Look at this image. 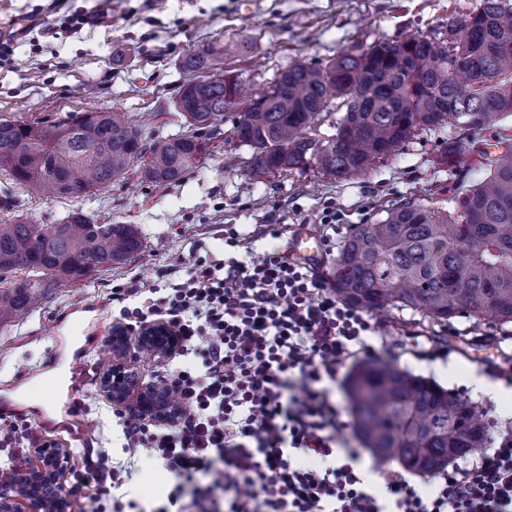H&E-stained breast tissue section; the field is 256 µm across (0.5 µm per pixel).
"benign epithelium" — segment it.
I'll return each mask as SVG.
<instances>
[{"label": "benign epithelium", "instance_id": "benign-epithelium-1", "mask_svg": "<svg viewBox=\"0 0 512 512\" xmlns=\"http://www.w3.org/2000/svg\"><path fill=\"white\" fill-rule=\"evenodd\" d=\"M178 348V336L163 323L143 327L134 337L122 327L115 328L112 332V374L103 376L101 382V389L112 406L125 408L133 401L135 409L145 417L167 424L178 422L182 408L163 389L142 387L134 368L140 352L145 349L164 361ZM62 452L63 449L55 447L38 449V466L22 474L13 491L0 493V512H19L21 501L40 508L41 496L36 489L52 484Z\"/></svg>", "mask_w": 512, "mask_h": 512}]
</instances>
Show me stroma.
<instances>
[{
	"instance_id": "stroma-1",
	"label": "stroma",
	"mask_w": 512,
	"mask_h": 512,
	"mask_svg": "<svg viewBox=\"0 0 512 512\" xmlns=\"http://www.w3.org/2000/svg\"><path fill=\"white\" fill-rule=\"evenodd\" d=\"M479 0H112L111 23L83 26L46 35L31 27L32 15H47L50 0H0V29L24 30L12 52L0 60V118L52 121L69 112L112 107L130 114L147 139L167 138L187 126L175 108L182 72L178 61L187 50L218 41L236 44L225 68L243 71L255 88L266 86L294 60L320 65L377 39L447 30L450 18L476 7ZM447 129L427 131L362 175L337 179L315 167L288 173L251 174L250 147L240 144L230 125H222L205 158L179 183L155 185L140 173L73 200L36 197L10 183L0 170V223L25 215L43 224L63 222L75 208L101 224L136 225L144 252L125 265L100 266L86 280L63 288L39 309L0 328V387L25 368L37 369L51 357L54 323L68 315L74 335L97 330L108 348L120 323L112 291L134 285L177 281L176 259L215 260L224 256V238L237 232L247 252L286 249L297 233L313 234L321 255L310 269L327 278L351 226L408 201L448 205V168L436 148ZM339 220L321 221L326 207ZM421 317L409 309L371 315L373 357L433 380L458 393L487 414L488 445L512 435V324H480L468 312L439 326L429 338ZM105 372L91 354L87 380L74 396L59 394L48 406L51 416L67 421L66 431L47 433L57 447L81 450L93 443L121 455L122 433L112 404L96 380ZM485 377L508 391L495 400L473 390L471 375ZM80 401L99 421L86 430L70 400ZM174 485L158 463L143 459L120 496L139 502L145 512L165 505Z\"/></svg>"
}]
</instances>
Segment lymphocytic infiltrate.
Masks as SVG:
<instances>
[{"mask_svg": "<svg viewBox=\"0 0 512 512\" xmlns=\"http://www.w3.org/2000/svg\"><path fill=\"white\" fill-rule=\"evenodd\" d=\"M113 304L129 331L162 322L179 336L181 366L163 380L186 412L175 424L116 412L130 455L161 461L175 484L157 512H192L186 490L213 475L224 512H512V439L480 451L421 496L386 475L378 497L337 457L345 423L326 388L344 360L370 353L374 328L281 251L197 262L178 283L117 288ZM41 430L21 416L0 419V452L20 458L42 447ZM70 475L88 488L84 512H136L115 492L130 463L92 447Z\"/></svg>", "mask_w": 512, "mask_h": 512, "instance_id": "obj_1", "label": "lymphocytic infiltrate"}]
</instances>
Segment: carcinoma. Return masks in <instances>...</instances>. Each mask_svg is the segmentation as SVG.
I'll list each match as a JSON object with an SVG mask.
<instances>
[{"label": "carcinoma", "mask_w": 512, "mask_h": 512, "mask_svg": "<svg viewBox=\"0 0 512 512\" xmlns=\"http://www.w3.org/2000/svg\"><path fill=\"white\" fill-rule=\"evenodd\" d=\"M236 47L184 53L176 108L190 130L159 141L112 108L70 112L54 122L0 119V168L48 198L72 200L120 181L180 182L207 152L222 122L252 149L254 173L315 166L337 178L358 175L448 116L484 132L512 116V0H481L448 21L443 35L376 40L324 65L293 61L255 92L224 69ZM342 112L334 133L318 117ZM479 147L487 178L466 186L448 168L454 209L409 201L376 221L355 224L329 272L345 304L376 313L405 307L429 325L462 308L480 323H512V136ZM143 249L132 224H98L73 209L60 224L17 218L0 224V326L45 303L61 286ZM344 395L357 436L375 462L435 474L484 447V414L467 399L409 370L376 359L347 375Z\"/></svg>", "instance_id": "carcinoma-1"}]
</instances>
